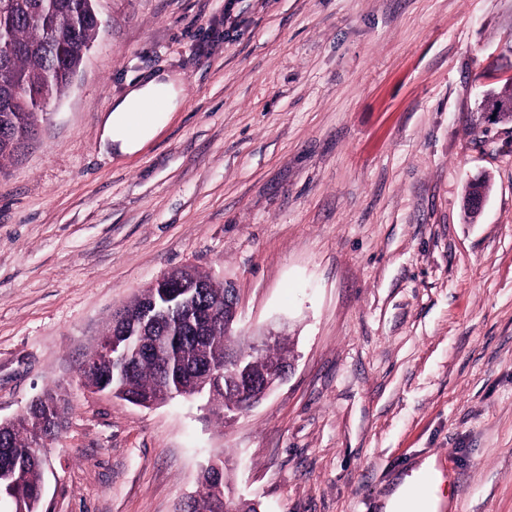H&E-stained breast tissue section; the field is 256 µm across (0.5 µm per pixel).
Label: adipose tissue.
I'll use <instances>...</instances> for the list:
<instances>
[{
	"label": "adipose tissue",
	"instance_id": "obj_1",
	"mask_svg": "<svg viewBox=\"0 0 512 512\" xmlns=\"http://www.w3.org/2000/svg\"><path fill=\"white\" fill-rule=\"evenodd\" d=\"M184 102L181 83L170 75L135 83L126 95L112 103L101 140L114 152L134 153ZM414 488L413 478L404 477L384 500L385 512H441L445 502L439 494L421 499L415 496Z\"/></svg>",
	"mask_w": 512,
	"mask_h": 512
}]
</instances>
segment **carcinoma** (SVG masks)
<instances>
[{
  "label": "carcinoma",
  "mask_w": 512,
  "mask_h": 512,
  "mask_svg": "<svg viewBox=\"0 0 512 512\" xmlns=\"http://www.w3.org/2000/svg\"><path fill=\"white\" fill-rule=\"evenodd\" d=\"M100 26L94 0H0V92L11 90L28 102L20 111L0 107V164L14 157L33 135L38 114L70 86ZM182 276L191 284H203L190 291L188 309L209 312L211 317L200 325L183 318L177 328L166 320L157 323L140 337L129 373L112 369L97 353L90 355L83 368L85 386L107 383L126 394L148 395L155 402L174 399L176 391L207 368L208 361L222 359L229 351L244 358L249 372L224 366L223 385L208 395L220 401L226 413L237 406L245 411L248 397L239 387L259 381L267 363L287 360L290 348L284 344L260 355L248 353L234 332L224 328V284L196 271L184 270ZM162 339L169 349L160 356L151 352V343ZM59 435L39 425L35 410L0 423V481L13 483L8 497L13 512H39L42 458ZM207 482L199 496L185 503L183 512H228L234 505L228 492L213 491L218 484L227 488L225 474Z\"/></svg>",
  "instance_id": "obj_1"
}]
</instances>
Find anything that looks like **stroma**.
I'll return each instance as SVG.
<instances>
[{
    "mask_svg": "<svg viewBox=\"0 0 512 512\" xmlns=\"http://www.w3.org/2000/svg\"><path fill=\"white\" fill-rule=\"evenodd\" d=\"M71 85L0 166V420L70 404L42 512H178L223 458L262 512H379L454 462L453 512H512V0H95ZM184 106L132 155L112 102L156 71ZM488 177L480 216L461 209ZM237 291L235 334L295 366L227 420L84 387L113 314L168 271Z\"/></svg>",
    "mask_w": 512,
    "mask_h": 512,
    "instance_id": "1",
    "label": "stroma"
}]
</instances>
